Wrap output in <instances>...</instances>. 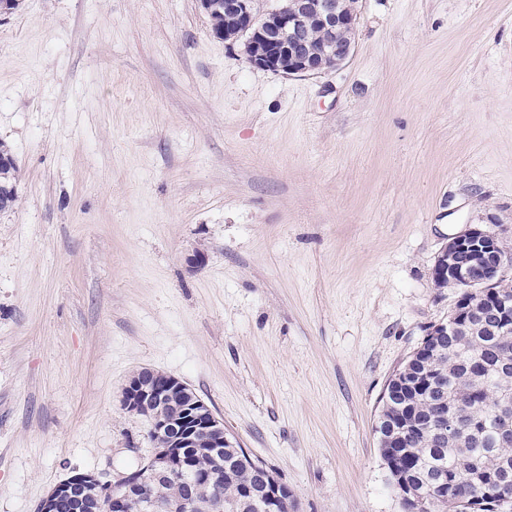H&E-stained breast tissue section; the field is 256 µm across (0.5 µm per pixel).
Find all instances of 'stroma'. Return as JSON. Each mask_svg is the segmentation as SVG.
<instances>
[{"mask_svg":"<svg viewBox=\"0 0 512 512\" xmlns=\"http://www.w3.org/2000/svg\"><path fill=\"white\" fill-rule=\"evenodd\" d=\"M352 57L250 66L198 0L0 16V512L150 447L129 376L186 382L299 512H403L383 390L445 321L441 246L512 248V0H358ZM16 167L9 150L0 145V210L13 205L17 199Z\"/></svg>","mask_w":512,"mask_h":512,"instance_id":"stroma-1","label":"stroma"}]
</instances>
